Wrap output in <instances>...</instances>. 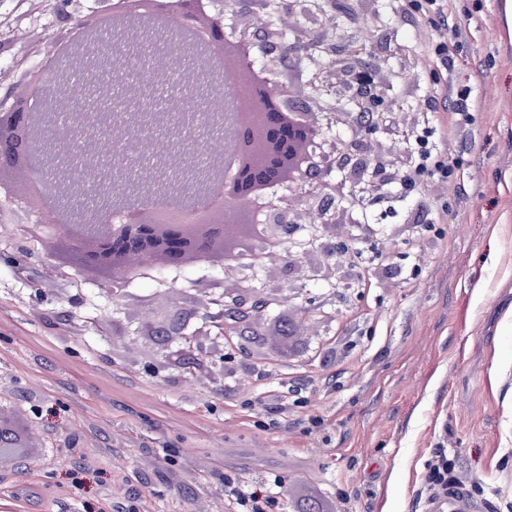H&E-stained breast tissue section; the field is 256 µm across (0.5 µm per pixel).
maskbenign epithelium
<instances>
[{
    "instance_id": "obj_1",
    "label": "benign epithelium",
    "mask_w": 512,
    "mask_h": 512,
    "mask_svg": "<svg viewBox=\"0 0 512 512\" xmlns=\"http://www.w3.org/2000/svg\"><path fill=\"white\" fill-rule=\"evenodd\" d=\"M76 0H59L56 14L58 37L50 42L49 63L31 73L29 99L38 89L52 84L56 96L51 110L35 112L29 106L6 104L15 99L7 93L0 105V192L15 196L27 185L19 179L25 172L38 183L36 196L25 199L43 216V230L54 239L51 257L74 266L110 285L115 298L128 296L131 274L122 259L153 253L150 244L158 221H164L160 264L169 271L186 266L187 250L199 257L213 256L212 243L228 235L225 214L240 217L255 207L251 195L257 183L284 187L278 157L270 154L248 167L236 164L240 148L252 142L255 131L280 146H286L304 125L307 113L299 104L314 106L324 102L318 88L326 82L308 68L311 51L321 52L325 66L338 57L353 56L352 44L336 40V28L319 38L310 36L296 24L289 29L294 52L288 65L268 56L270 44H280L281 17L273 10V0H233L231 24L224 26L225 0H162V14H145L131 0L118 7L114 0H95L89 13L81 16L74 9ZM340 12L339 0H323V7L306 14L302 0L288 10V18L308 19L322 25L331 23ZM121 16L127 45L133 46L159 34L164 39L166 68L150 66L148 77L124 85L125 102L118 112H105L103 106L75 111L81 87L72 74L81 73L93 82L103 76L122 80L128 68V54L117 40H108L104 24ZM231 47L235 64L243 76L236 86L224 83V70L205 82L202 73L224 59ZM196 58L191 78L183 80L180 62ZM177 76L182 93L165 106L152 101V89ZM332 90L346 102L373 98L367 70L357 66L343 74ZM328 113H320L317 133L310 141L315 161L309 172L296 179H313L324 188L311 207V223L301 224L292 217L291 200L279 197L266 208L258 247L271 243L281 246L278 259L284 270L304 277L302 258L288 250L300 239L299 232L319 242L329 260L346 257L352 238H336L329 229L336 224V200L351 193L368 173L381 176L374 168L369 145L372 135L383 129L373 123L369 138L346 150L336 140L324 136ZM68 136L79 144L78 163H87V179L74 169L58 163L48 149L56 136ZM242 276L254 281L260 268L254 261V248L236 257ZM193 305L164 311L153 308L140 313V322L157 344L170 349L181 361L191 359L222 370L233 369L241 347L206 350L211 329L218 327L226 338L251 336L255 319L269 309H281L288 318L285 303L298 298L296 289L283 298L279 291L254 286L246 290L197 288ZM25 454L22 441L10 423L0 419V467Z\"/></svg>"
}]
</instances>
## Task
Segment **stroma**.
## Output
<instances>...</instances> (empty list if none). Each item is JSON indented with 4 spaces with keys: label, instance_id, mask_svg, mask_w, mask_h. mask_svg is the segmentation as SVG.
<instances>
[{
    "label": "stroma",
    "instance_id": "obj_1",
    "mask_svg": "<svg viewBox=\"0 0 512 512\" xmlns=\"http://www.w3.org/2000/svg\"><path fill=\"white\" fill-rule=\"evenodd\" d=\"M338 37L371 32L393 70L389 111L428 121L457 163L443 190L390 184L368 207L373 233L347 228L364 264L332 287L325 258L306 260L295 352L247 345L233 379L167 359L138 336L147 306L189 303L219 268L133 280L113 303L92 276L49 260L30 235L42 216L0 194V406L26 412L43 446L0 469V512H233L224 479L281 477L274 512L311 495L329 512H425L435 452L455 460L482 512H512V0H454L467 37L447 84L407 45L437 27L391 0H351ZM56 0H0V86L26 93L55 32ZM470 91V125L449 129L440 92ZM439 233L415 227L442 209ZM293 402L289 417L276 411ZM318 419L314 428L306 419Z\"/></svg>",
    "mask_w": 512,
    "mask_h": 512
}]
</instances>
